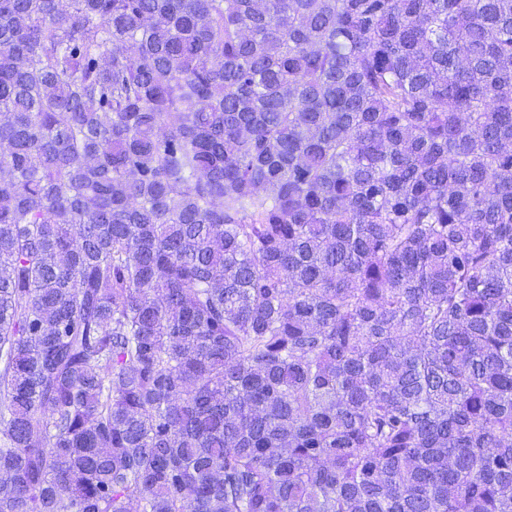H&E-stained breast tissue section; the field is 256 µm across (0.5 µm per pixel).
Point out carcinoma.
Returning a JSON list of instances; mask_svg holds the SVG:
<instances>
[{
	"instance_id": "cac0c4a2",
	"label": "carcinoma",
	"mask_w": 512,
	"mask_h": 512,
	"mask_svg": "<svg viewBox=\"0 0 512 512\" xmlns=\"http://www.w3.org/2000/svg\"><path fill=\"white\" fill-rule=\"evenodd\" d=\"M512 512V0H0V512Z\"/></svg>"
}]
</instances>
